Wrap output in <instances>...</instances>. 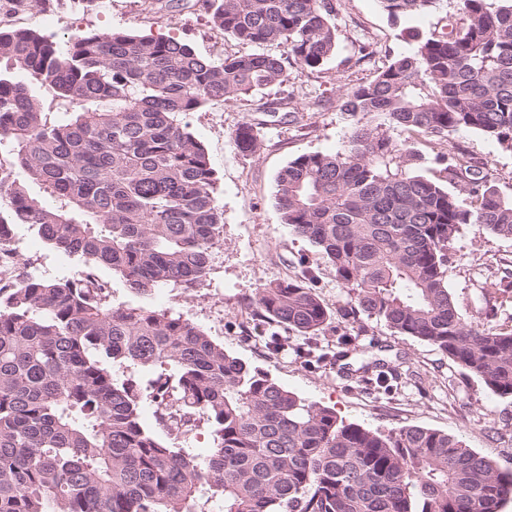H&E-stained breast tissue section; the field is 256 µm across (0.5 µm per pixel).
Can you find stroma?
<instances>
[{
  "mask_svg": "<svg viewBox=\"0 0 512 512\" xmlns=\"http://www.w3.org/2000/svg\"><path fill=\"white\" fill-rule=\"evenodd\" d=\"M333 3L336 51L321 70L290 72L286 82L209 103L186 116L216 172L224 244L215 252L202 286L161 288L147 303L194 321L227 352L301 398L334 408L346 421L382 431L413 426L438 430L501 469L512 470V397L494 395L435 347L366 314L351 315L348 290L337 282L331 263L281 221L275 199L279 171L299 155L343 149L355 123L341 108L346 93L409 52L413 42L408 31L426 35L441 29L452 9L449 0H442L435 10L395 22L378 0ZM0 25L58 41L86 30L171 36L212 62L249 50L215 27L195 0H179L173 8L163 0H60L48 10L18 17L1 11ZM363 45L369 46V56L360 55ZM271 110L276 113L272 124L266 121ZM251 119L266 121L267 126L260 150L244 154L236 149L233 135ZM412 147L420 157L419 172L433 178L446 175L442 154L464 150L485 165L501 194L512 196V151L480 132L460 130L441 143L418 138ZM15 240L20 258L33 259L36 273L71 276L81 268L77 259L50 249L28 225H17ZM295 277L305 279L330 312L329 321L310 342L320 353L310 363L300 355L310 343L296 332L279 329V351L268 349L256 336L251 305L256 291ZM447 281L462 322L512 330V238L462 225L452 244ZM369 344L394 376L392 392L365 383L362 357L353 348Z\"/></svg>",
  "mask_w": 512,
  "mask_h": 512,
  "instance_id": "35a3bbf8",
  "label": "stroma"
}]
</instances>
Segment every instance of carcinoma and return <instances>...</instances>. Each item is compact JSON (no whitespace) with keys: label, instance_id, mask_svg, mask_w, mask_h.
Instances as JSON below:
<instances>
[{"label":"carcinoma","instance_id":"carcinoma-1","mask_svg":"<svg viewBox=\"0 0 512 512\" xmlns=\"http://www.w3.org/2000/svg\"><path fill=\"white\" fill-rule=\"evenodd\" d=\"M393 18L440 0H379ZM256 50L219 63L173 37L79 31L59 43L0 30V243L28 224L85 270L0 286V512H501L512 471L423 427L371 430L308 402L195 322L116 304L93 269L141 296L200 287L223 243L217 178L183 116L288 80L336 52L330 0H203ZM27 77L19 79L15 69ZM45 88L38 95L34 87ZM348 145L278 173L282 222L331 262L364 313L512 396V331L465 325L448 290L463 224L512 237V198L478 162L448 154V191L415 171L414 136L475 130L512 150V0H456L346 94ZM408 138L395 141L371 116ZM267 122L233 141L260 149ZM23 171L25 179L17 177ZM42 194H34L29 184ZM256 316L314 336L329 312L300 278L254 297ZM154 407L156 428L142 422ZM200 458L177 444L199 428Z\"/></svg>","mask_w":512,"mask_h":512}]
</instances>
